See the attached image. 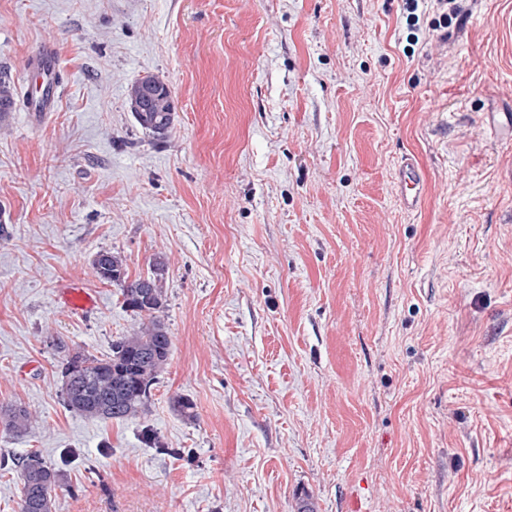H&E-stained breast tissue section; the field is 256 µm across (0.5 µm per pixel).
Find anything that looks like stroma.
I'll return each mask as SVG.
<instances>
[{"mask_svg":"<svg viewBox=\"0 0 512 512\" xmlns=\"http://www.w3.org/2000/svg\"><path fill=\"white\" fill-rule=\"evenodd\" d=\"M463 4L435 29L426 0L413 45L402 0H0V71L65 77L0 118V408L35 417L0 420V512L31 452L55 512H512V0ZM108 249L131 280L168 262L170 358L123 421L61 397L68 355L143 321ZM41 81L43 94H47V103L58 93L61 85V71L52 61L51 56L43 58V64L35 71ZM156 78L158 79L159 84L154 89L155 99L153 108L160 112H143L146 111V107L142 104L140 95H134L137 92L139 80L131 86L129 99L130 106L132 102V112L138 124L154 136L163 137L168 133L174 121V112H168L171 109V102H173V93L166 83L158 77ZM398 180L403 207L410 211L415 210L421 199V175L417 165L411 159H407L400 167Z\"/></svg>","mask_w":512,"mask_h":512,"instance_id":"1","label":"stroma"}]
</instances>
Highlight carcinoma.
Segmentation results:
<instances>
[{"label":"carcinoma","mask_w":512,"mask_h":512,"mask_svg":"<svg viewBox=\"0 0 512 512\" xmlns=\"http://www.w3.org/2000/svg\"><path fill=\"white\" fill-rule=\"evenodd\" d=\"M154 111L135 115L138 124L157 137L165 136L174 121L170 112L173 93L164 82L154 89ZM15 86L10 75L0 72V112L14 106ZM101 281L121 285L125 308L148 318L132 333L112 343L105 358L75 353L62 364L61 396L69 411L86 418L122 421L148 410L151 389L169 360L171 339L164 319L168 266L157 254L149 270L133 282H126L124 256L113 250L95 254L91 263ZM7 427L23 433L31 425V413L22 406L5 409ZM22 489L19 512H54L56 491L64 485V473L44 464L31 453L19 462Z\"/></svg>","instance_id":"cac0c4a2"}]
</instances>
